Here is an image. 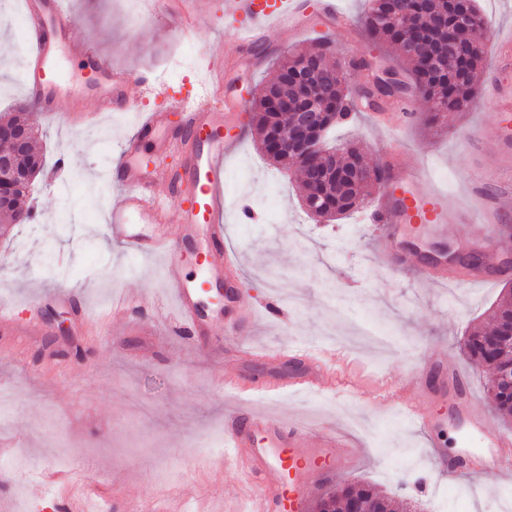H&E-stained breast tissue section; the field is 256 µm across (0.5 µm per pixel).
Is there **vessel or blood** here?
<instances>
[{
    "mask_svg": "<svg viewBox=\"0 0 512 512\" xmlns=\"http://www.w3.org/2000/svg\"><path fill=\"white\" fill-rule=\"evenodd\" d=\"M305 11L306 0H224V25L235 33V48L225 52L223 66L208 63L196 100L179 104L181 132L170 134L169 111L147 113L136 133L123 141L119 163L110 168L111 181L121 185L124 193L105 212L108 235L129 256L162 259L163 282L175 301L178 329L196 348L208 345L214 332L212 322L202 314L201 297L227 271L239 268L241 259L224 243V158L238 143L237 137L224 134V111L244 112L248 103H227L224 76L241 51L264 33L299 29ZM22 26L23 80L41 112L66 115L89 93L98 95L101 105L99 112L85 115L83 128L96 126L100 112L130 111V75L114 69L88 43L69 40L72 19L63 0H26ZM494 38L500 67H511L512 26L496 28ZM74 53L85 58L94 73L92 80L68 72ZM146 138L152 141V155L143 160L138 144ZM176 151L182 152L183 163L173 167L167 159ZM394 175L398 185L408 187V194L384 193L367 221L374 224L386 256L396 258L399 267H407L411 258L399 241L407 224L421 223L428 232L438 234L445 225L471 215L497 222L512 217V188L497 182L475 183L471 194L481 201L478 209L464 205L452 209L442 193L428 189L429 176L420 167L399 164ZM173 223L179 226L175 235L169 231ZM188 256L197 268L192 279L185 272ZM287 357L304 365L303 374L289 382L273 378L250 388L237 372L230 371L224 375V384L244 395L270 396L286 387L317 391L336 377L333 349L314 342L296 343L289 345ZM426 370L433 378L430 397L447 408L449 420L463 429L475 448L449 464V478L465 474L492 484L512 479V456L499 452L495 426L475 407L467 377L442 357L430 358ZM397 390L406 415L425 433H434L439 422L424 415L414 399L411 380L398 383ZM224 448L250 484L246 512H301L312 493L309 473L344 468L361 454L337 429L246 407L225 415Z\"/></svg>",
    "mask_w": 512,
    "mask_h": 512,
    "instance_id": "obj_1",
    "label": "vessel or blood"
}]
</instances>
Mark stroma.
<instances>
[{"mask_svg": "<svg viewBox=\"0 0 512 512\" xmlns=\"http://www.w3.org/2000/svg\"><path fill=\"white\" fill-rule=\"evenodd\" d=\"M197 4L198 21L186 30L172 16L130 17L123 0H66L75 39L128 74H166L180 98L194 87L204 54L223 53L235 41L220 18L222 0ZM20 21L14 0H0V114L27 95L24 58L15 46ZM305 24L302 34L268 32L227 77L228 93L252 97L275 79L284 55L324 38L331 44L327 59L332 63L375 53L363 36L326 30L317 13H309ZM129 94L137 111L112 114L95 132L36 118L44 168L26 201L33 218L0 235L5 300L21 303L35 278L80 291L95 315L119 292L139 302L133 315L112 319L96 335L75 328L83 351L79 357L69 354L68 342L54 340L48 317L40 318L24 342L0 330V389L10 391L16 402L11 426L0 429V440L12 444L0 454V498L12 499L15 512H63L61 495L69 490L107 500L119 512L182 495L217 499L226 512H235L246 499L243 475L210 445L225 414L243 404L222 388L229 336L220 333L210 346L189 347L175 326L160 260L129 258L103 226L106 207L118 199L102 187L107 165L143 113L167 105L135 83ZM478 100L480 110L449 112L426 126L422 118L429 105L418 96L409 100L410 117L395 134L364 112L339 128L336 138L356 145L373 166L381 165L390 145L404 161L424 163L453 207L468 200L472 177L502 162L493 140L463 139L477 125L499 119L494 99L482 93ZM225 169L231 203L261 196L269 180L278 182L277 223L263 213L253 223L238 221L235 211L226 213L224 240L242 252L240 302L258 311L250 342L272 350L309 340L335 347L346 358L341 375L358 389L354 396L332 385L309 394L288 389L245 403L309 425L340 428L364 448L357 462L314 488L313 497L337 483L367 482L409 503L413 512H512V481L490 494L477 481H449L439 468V460L463 452L461 435L445 410L420 399L422 409L444 424L430 440L405 415L398 395L386 392L393 379L419 369L432 353L465 371L477 407L489 410L490 373L471 362L460 342L486 318L503 289L512 287V276L468 285L459 280L461 268L454 263L445 268L446 287L421 288L410 272L378 257L380 245L364 221L365 209L327 224L312 220L302 207L298 173L271 165L253 129H246ZM405 236L421 251L437 242L469 251L491 238L490 260L512 258V230L502 223L465 220L446 225L434 237L411 224ZM203 457L211 460V470L196 468ZM103 471L109 474L104 482Z\"/></svg>", "mask_w": 512, "mask_h": 512, "instance_id": "obj_1", "label": "stroma"}]
</instances>
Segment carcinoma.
Wrapping results in <instances>:
<instances>
[{
	"label": "carcinoma",
	"mask_w": 512,
	"mask_h": 512,
	"mask_svg": "<svg viewBox=\"0 0 512 512\" xmlns=\"http://www.w3.org/2000/svg\"><path fill=\"white\" fill-rule=\"evenodd\" d=\"M410 9L428 21L417 28H396L393 16ZM465 11L472 23L466 27L455 24L458 13ZM362 26L370 44L385 43L407 65V71L389 65L396 76L392 84L383 86L375 79L360 82L351 69L327 62L320 48L289 53L279 66L275 82L261 90L250 107V125L259 136L261 150L273 165L286 168L288 161L269 150L272 138H283L293 128L296 113L316 102L321 106L325 135L335 140L336 128L354 119L358 105L381 110V104L402 98L411 90L420 92L431 104V112L423 117L427 125L435 124L446 112H467L476 103L479 68L482 54L470 47L488 36V24L476 7V0H371V7L362 17ZM41 157L33 146L14 155L12 169L3 174L4 181L39 174ZM328 170L344 173L315 174L306 169L302 185L304 197L321 194L327 208L321 213L329 221L342 219L364 203L373 181L360 176L371 171L364 156L352 145L336 147V166ZM16 193L0 202V214L12 224H26L32 214L20 203ZM492 324L479 326L464 339V349L471 360L490 367L493 375L512 372V290L502 294L490 312ZM497 410L512 417V387L503 383L497 394ZM356 496L366 512H394L396 505L369 484L336 485L326 491L316 504L318 512H334L341 499Z\"/></svg>",
	"instance_id": "1"
}]
</instances>
